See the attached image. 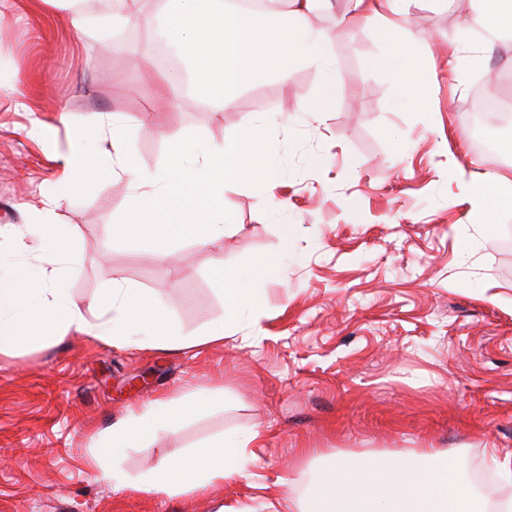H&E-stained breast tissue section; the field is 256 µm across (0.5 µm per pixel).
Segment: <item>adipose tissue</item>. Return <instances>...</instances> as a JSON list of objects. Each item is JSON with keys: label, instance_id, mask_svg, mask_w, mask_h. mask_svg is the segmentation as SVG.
<instances>
[{"label": "adipose tissue", "instance_id": "ef3b65f1", "mask_svg": "<svg viewBox=\"0 0 512 512\" xmlns=\"http://www.w3.org/2000/svg\"><path fill=\"white\" fill-rule=\"evenodd\" d=\"M293 2V10H273L266 16L267 23L290 35L288 66L279 76L288 78L296 65L315 68L323 78L326 95H333L338 84L336 62L308 20L316 0ZM412 2L353 0V6L367 26L388 17L387 26L378 27L377 34L391 40ZM117 3L121 18L144 20L153 36L183 59L195 75L200 95L232 110L234 93L254 55V18L225 7L224 0H162L146 17L141 14V0ZM125 134L126 120L118 112L98 114L78 126L61 175L42 192L40 207L28 211L25 232L16 235V246L24 248V239L30 236L41 242L43 250L8 275H0V352L18 344L36 348L69 335L116 349L183 351L219 343L230 335L244 309L259 307V283L282 273L280 256L257 258L242 269L216 263L212 275L224 288V318L197 336L176 330L158 300L132 281L111 282L84 308L71 301L62 267L79 260L80 246L72 229L57 223L56 211L101 175L123 177L132 192L123 221L105 226L106 242L146 241L162 257L173 239H188L205 247L235 231L224 209V195L246 178L241 140L219 145L175 130L167 136L169 151L164 162L148 169L126 149ZM511 187L512 178L489 173L473 188L475 218L485 231H493L495 214ZM205 402L202 396L166 393L141 410L129 412L97 442L93 465L101 468L113 491L137 485L171 496L187 489L205 493L224 479L243 475L246 448L255 438L251 432L230 433L212 442L211 459L204 465L177 451L136 477L122 468L127 449L159 434L175 433L180 418ZM316 482L315 495L288 498V512H486L484 500L446 455L433 449L387 464L367 459L352 468L340 463L320 473Z\"/></svg>", "mask_w": 512, "mask_h": 512}]
</instances>
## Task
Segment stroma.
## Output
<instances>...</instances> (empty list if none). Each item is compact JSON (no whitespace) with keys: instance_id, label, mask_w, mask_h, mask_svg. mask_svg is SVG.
Instances as JSON below:
<instances>
[{"instance_id":"35a3bbf8","label":"stroma","mask_w":512,"mask_h":512,"mask_svg":"<svg viewBox=\"0 0 512 512\" xmlns=\"http://www.w3.org/2000/svg\"><path fill=\"white\" fill-rule=\"evenodd\" d=\"M80 34L48 0H15L0 15V252L22 229L27 207L55 176L48 154L65 153L74 124L123 113L127 150L146 168L167 153V129L215 143L254 132L273 142L277 186L246 179L226 192L237 232L206 248L181 239L165 258L140 241L105 243L132 202L124 179L99 177L58 209L81 242L67 272L79 305L111 280L137 282L186 336L224 317L216 262L242 268L291 254L223 343L182 352L116 351L82 337L0 354V512H272L281 496H308L338 461L394 460L436 448L463 479L486 472L484 500L512 495L497 462L512 460V209L493 233L471 215L458 178L512 172V154L486 156L473 140L475 88L512 99V35L487 67L454 80L451 51L477 45L476 14L414 0L405 27L424 33L426 107L399 110L400 80L386 67L394 44L362 29L345 0H319L310 20L335 58L340 87L311 119L322 77L294 67L240 86L231 111L197 97L182 61L164 66L162 43L144 24H109L113 0H82ZM172 80L174 97L148 95ZM265 113L278 116L256 129ZM47 134L34 142L32 120ZM176 390L219 398L183 418L177 434L129 449L133 476L174 449L192 453L230 432H256L244 476L210 494L113 492L91 464V446L112 422Z\"/></svg>"}]
</instances>
